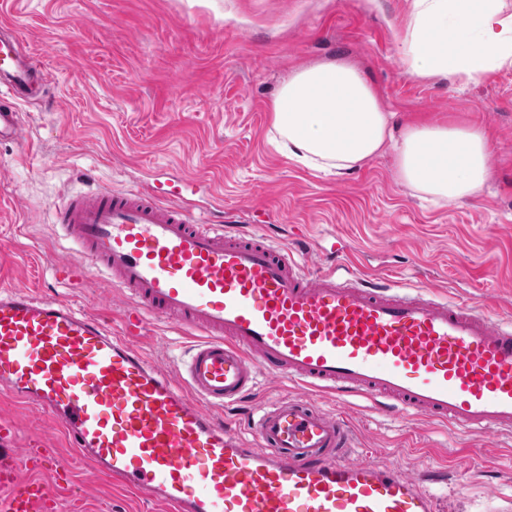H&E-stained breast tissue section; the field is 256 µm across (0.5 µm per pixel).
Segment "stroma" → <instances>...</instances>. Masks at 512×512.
Segmentation results:
<instances>
[{
	"label": "stroma",
	"mask_w": 512,
	"mask_h": 512,
	"mask_svg": "<svg viewBox=\"0 0 512 512\" xmlns=\"http://www.w3.org/2000/svg\"><path fill=\"white\" fill-rule=\"evenodd\" d=\"M412 10L413 0H5L0 23L19 28L56 101L24 106V141L0 143V286L68 302L122 333L130 299L79 270L52 206L70 191L142 186L165 195L195 180L197 215H223L228 229H257L286 246L306 228L307 269L342 252L358 272L396 287L437 288L512 316V67L467 85L409 78L394 32ZM334 58L366 70L399 121L483 126L492 140L484 195L450 206L413 197L394 178L389 146L338 177L278 152L270 105L279 86L296 67ZM193 341L152 319L135 339L171 375ZM302 393L264 373L244 403L219 415L250 442L253 416ZM314 399L348 418L352 460L422 479L442 512H512V434L460 438L362 397ZM0 417L17 427L7 447L37 443L69 466L60 512H162L79 461L57 426L2 389Z\"/></svg>",
	"instance_id": "obj_1"
}]
</instances>
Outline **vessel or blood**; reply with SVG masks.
Returning <instances> with one entry per match:
<instances>
[{
	"label": "vessel or blood",
	"instance_id": "obj_1",
	"mask_svg": "<svg viewBox=\"0 0 512 512\" xmlns=\"http://www.w3.org/2000/svg\"><path fill=\"white\" fill-rule=\"evenodd\" d=\"M45 69L0 25V142L45 103ZM54 222L85 271L133 301L125 335L24 286L0 288V385L58 425L79 457L165 512H437L421 480L348 459L346 422L314 391L395 402L461 433H512V319L390 288L335 254L310 272L262 234L200 223L139 188L65 196ZM204 333L178 376L134 345L146 319ZM307 396L272 404L245 446L216 411L259 374ZM71 471L50 448L0 450V512H57Z\"/></svg>",
	"mask_w": 512,
	"mask_h": 512
}]
</instances>
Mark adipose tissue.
Segmentation results:
<instances>
[{
	"instance_id": "obj_1",
	"label": "adipose tissue",
	"mask_w": 512,
	"mask_h": 512,
	"mask_svg": "<svg viewBox=\"0 0 512 512\" xmlns=\"http://www.w3.org/2000/svg\"><path fill=\"white\" fill-rule=\"evenodd\" d=\"M399 46L411 78L477 81L512 66V6L507 0H414ZM271 112L280 152L327 175L352 173L389 144L395 179L421 200L454 204L482 195L490 181L485 128L396 122L365 72L346 61L294 70Z\"/></svg>"
}]
</instances>
